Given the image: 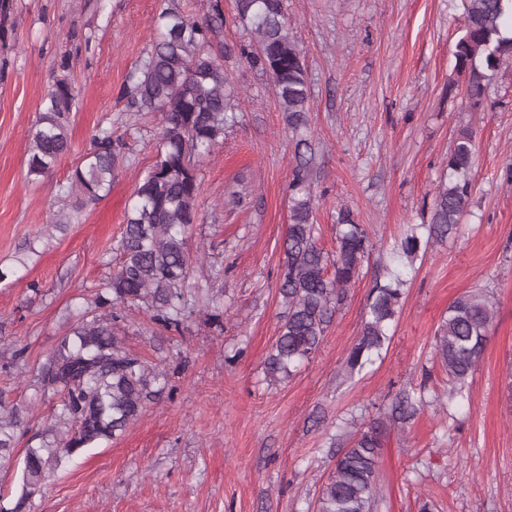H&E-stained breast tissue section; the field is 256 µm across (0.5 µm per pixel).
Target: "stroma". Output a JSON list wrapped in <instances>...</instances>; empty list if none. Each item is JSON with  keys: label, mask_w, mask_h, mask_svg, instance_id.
Listing matches in <instances>:
<instances>
[{"label": "stroma", "mask_w": 512, "mask_h": 512, "mask_svg": "<svg viewBox=\"0 0 512 512\" xmlns=\"http://www.w3.org/2000/svg\"><path fill=\"white\" fill-rule=\"evenodd\" d=\"M0 26V391L41 433L52 405L34 366L103 292L130 197L156 156L163 118L132 112L121 92L146 57L161 11L217 16L210 51L234 90V123L198 166V219L187 246L192 283L221 297L179 330L133 312L126 347L161 364L168 386L117 439L55 470L29 512H316L341 451L336 437L385 418L405 384L429 403L388 426L380 512H512V67L492 72L486 108L466 111L454 71L461 0H286L307 68L318 244L336 248L350 211L372 248L311 361L276 384L265 361L282 323V241L290 222L292 135L268 77L247 60L255 40L233 0H10ZM78 90L71 149L27 177L28 132L59 75ZM473 127V193L454 234L420 251L387 350L353 377L374 262L407 225L429 223L458 131ZM129 144L111 190L66 231L49 226L91 138ZM481 292L495 316L463 401L447 387L434 334L461 296ZM26 348L24 362L11 361Z\"/></svg>", "instance_id": "obj_1"}]
</instances>
